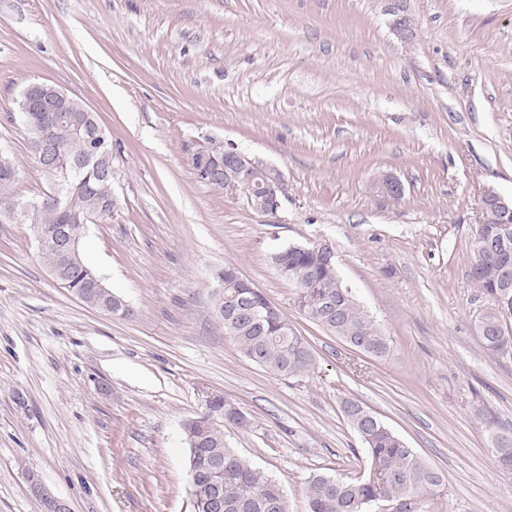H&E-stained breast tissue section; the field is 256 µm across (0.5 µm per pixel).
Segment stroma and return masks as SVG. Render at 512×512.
<instances>
[{
	"instance_id": "35a3bbf8",
	"label": "stroma",
	"mask_w": 512,
	"mask_h": 512,
	"mask_svg": "<svg viewBox=\"0 0 512 512\" xmlns=\"http://www.w3.org/2000/svg\"><path fill=\"white\" fill-rule=\"evenodd\" d=\"M0 0V143L18 200L46 185L18 120L33 80L77 96L112 135L115 214L87 225L89 264L131 309L62 288L26 224H0V512H193L184 423L213 398L250 426L224 441L307 512L315 472L364 475L341 413L353 399L444 483L422 512H512V352L475 327L473 230L491 189L512 199V0ZM276 165V213L201 182L209 138ZM400 201L377 192L383 175ZM326 240L342 282L387 336L367 355L309 322L272 252ZM237 270L304 336L314 373L249 361L211 312ZM386 2L385 11L389 15L392 30L405 40L413 38L415 34L413 19L406 8L407 0H387Z\"/></svg>"
}]
</instances>
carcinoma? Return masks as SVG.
Returning a JSON list of instances; mask_svg holds the SVG:
<instances>
[{
	"mask_svg": "<svg viewBox=\"0 0 512 512\" xmlns=\"http://www.w3.org/2000/svg\"><path fill=\"white\" fill-rule=\"evenodd\" d=\"M94 112H88L77 98L69 97L68 110L51 119L44 112H28L25 130L30 147L49 193L57 200L33 206L22 215L21 223L42 229L63 228L67 235L82 240L87 220L112 214L119 201L112 189V151L79 136L76 125H93ZM53 144L61 150L64 164L57 170L41 161L42 149ZM16 168L5 146H0V218L16 204L17 179L5 174ZM498 214L490 211L473 230L474 258L469 279L489 306L477 320L484 349L500 355L512 349V335L506 322L512 319V269L504 271L497 253L482 248L494 236ZM56 280L87 306L111 312L116 294L97 288V272L86 263L82 248L63 256L51 247L40 250ZM275 268L288 271V280L304 287L294 294L298 311L311 323L362 352L381 357L389 350L373 318L357 301L351 289L339 278L337 267L327 264L321 253L305 244L290 245L271 255ZM212 315L222 323L224 335L242 354L266 372L294 378L314 371L315 361L306 339L293 329H284L287 319L271 307L258 288H230L214 292ZM288 335H283V331ZM342 414L359 436L368 460V471L359 480L339 475L315 473L307 480L308 512H367L376 501L394 502L398 512H415L413 499L422 502L436 494L444 477L424 462L414 449L360 402L347 399ZM248 427L245 415L232 402L216 398L209 411L189 420L184 427L187 441L194 448L191 481L194 512H209L213 495L212 471H223L219 493L224 512H288L283 486L263 470L239 457L224 442L223 425ZM498 461L512 467V437L497 436Z\"/></svg>",
	"mask_w": 512,
	"mask_h": 512,
	"instance_id": "cac0c4a2",
	"label": "carcinoma"
}]
</instances>
